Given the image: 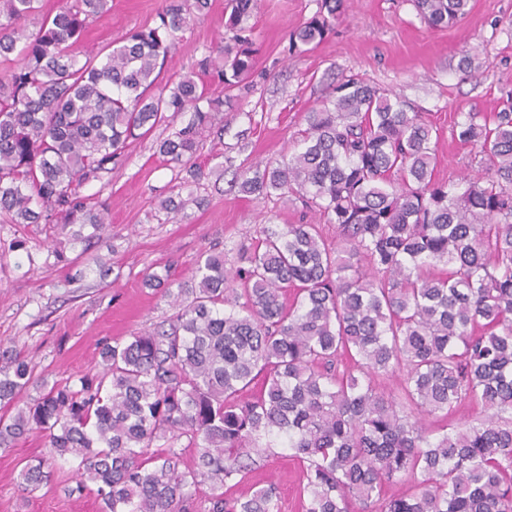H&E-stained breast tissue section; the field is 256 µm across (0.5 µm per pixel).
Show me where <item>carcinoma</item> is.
Instances as JSON below:
<instances>
[{
	"label": "carcinoma",
	"instance_id": "obj_1",
	"mask_svg": "<svg viewBox=\"0 0 512 512\" xmlns=\"http://www.w3.org/2000/svg\"><path fill=\"white\" fill-rule=\"evenodd\" d=\"M347 2L321 0L289 50L323 41ZM415 3L436 29L468 11ZM255 4L228 0L233 43L163 84L210 0H165L153 24L83 61L73 47L112 0H0V220L89 245L109 208L83 189L180 112L191 122L158 153L189 173L183 187L200 180L201 140L254 73ZM305 123L288 157L233 178L318 221L259 224L201 256L189 285L146 275L172 308L167 328L104 346L77 386L19 406L35 364L0 350V404L15 406L0 447L36 431L49 448L20 471L23 490L65 460L67 492L95 486L100 512H280L272 484L224 497L279 442L301 466L304 512H512V102L458 124L484 157L456 182L436 178V126L356 75ZM194 201L179 192L158 211L177 222ZM468 405L479 415L448 426ZM396 479L406 491L389 492Z\"/></svg>",
	"mask_w": 512,
	"mask_h": 512
}]
</instances>
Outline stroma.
Returning <instances> with one entry per match:
<instances>
[{
	"label": "stroma",
	"instance_id": "35a3bbf8",
	"mask_svg": "<svg viewBox=\"0 0 512 512\" xmlns=\"http://www.w3.org/2000/svg\"><path fill=\"white\" fill-rule=\"evenodd\" d=\"M163 0H112L110 13L93 21L74 51L83 57L120 40L135 27L153 23ZM226 0H211L206 15L194 18L178 52L162 74L192 69L225 37ZM320 0H258L250 19L257 48L255 75L240 92L238 107L218 116L197 153L203 175L193 191L202 198L184 221L156 217L160 199L183 182L179 170L164 165L156 144L188 123L174 117L136 141L112 166L103 182L87 187L93 200L111 204L110 225L90 249L47 239L41 228L1 224L0 240L23 237L26 251H0V342L32 358L37 384L77 382L101 361L104 345L158 326L169 307L143 282L145 274L171 272L192 281L195 262L206 251L252 235L260 224L312 221L300 205L261 200L216 181L211 171L225 159L261 167L293 149L305 114L317 107L328 85L356 75L397 94L413 112L428 114L438 128L439 179L476 174L475 148L460 144L454 130L467 113L498 111L512 99V0H470L469 12L445 30L429 28L413 0H350L345 15L313 50L294 54L290 32L310 19ZM469 57V71L459 62ZM40 435L31 433L0 449V512H99L95 495H69V466L58 462L47 484L23 492L19 472L43 454ZM301 471L287 449L271 455L246 481L225 487L236 497L269 480L280 493L281 512H302Z\"/></svg>",
	"mask_w": 512,
	"mask_h": 512
}]
</instances>
